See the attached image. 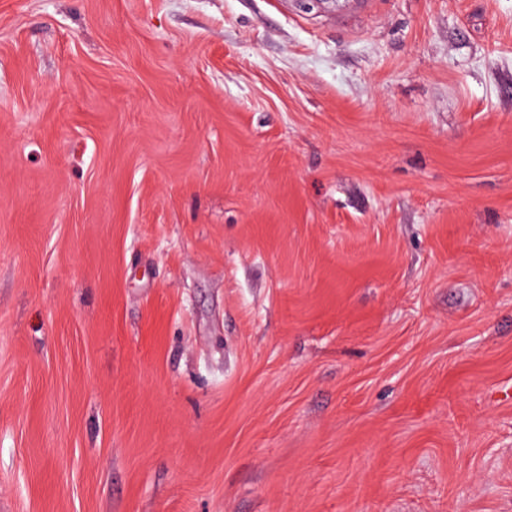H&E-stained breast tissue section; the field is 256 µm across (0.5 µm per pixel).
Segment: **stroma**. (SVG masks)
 <instances>
[{"instance_id": "obj_1", "label": "stroma", "mask_w": 512, "mask_h": 512, "mask_svg": "<svg viewBox=\"0 0 512 512\" xmlns=\"http://www.w3.org/2000/svg\"><path fill=\"white\" fill-rule=\"evenodd\" d=\"M0 512H512V0H0Z\"/></svg>"}]
</instances>
